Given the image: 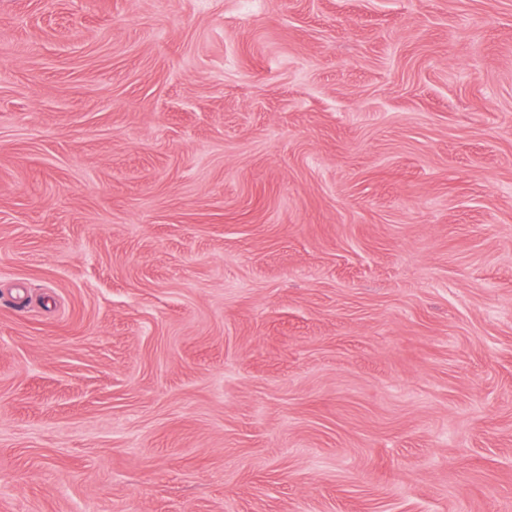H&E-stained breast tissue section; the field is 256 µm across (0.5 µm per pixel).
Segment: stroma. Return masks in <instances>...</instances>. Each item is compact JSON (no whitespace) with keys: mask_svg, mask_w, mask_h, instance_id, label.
I'll return each mask as SVG.
<instances>
[{"mask_svg":"<svg viewBox=\"0 0 512 512\" xmlns=\"http://www.w3.org/2000/svg\"><path fill=\"white\" fill-rule=\"evenodd\" d=\"M0 512H512V0H0Z\"/></svg>","mask_w":512,"mask_h":512,"instance_id":"obj_1","label":"stroma"}]
</instances>
